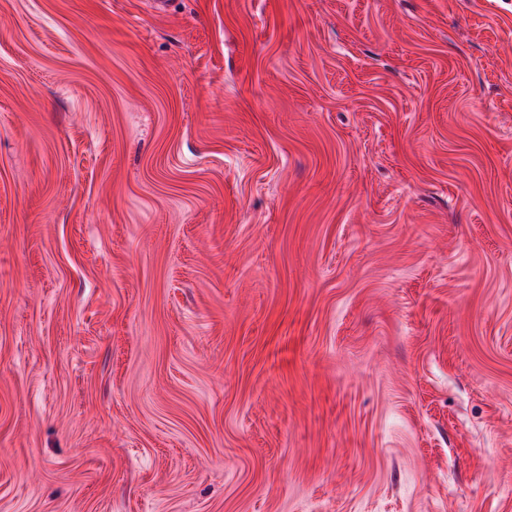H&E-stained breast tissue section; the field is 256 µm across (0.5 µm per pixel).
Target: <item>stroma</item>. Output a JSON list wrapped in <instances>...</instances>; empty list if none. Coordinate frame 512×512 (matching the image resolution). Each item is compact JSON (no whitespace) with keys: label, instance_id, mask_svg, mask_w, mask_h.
I'll return each instance as SVG.
<instances>
[{"label":"stroma","instance_id":"stroma-1","mask_svg":"<svg viewBox=\"0 0 512 512\" xmlns=\"http://www.w3.org/2000/svg\"><path fill=\"white\" fill-rule=\"evenodd\" d=\"M0 512H512V0H0Z\"/></svg>","mask_w":512,"mask_h":512}]
</instances>
